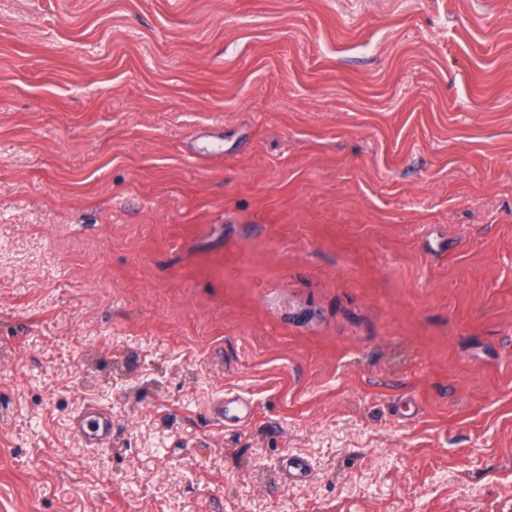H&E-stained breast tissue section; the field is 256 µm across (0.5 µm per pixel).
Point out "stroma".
<instances>
[{
    "instance_id": "35a3bbf8",
    "label": "stroma",
    "mask_w": 512,
    "mask_h": 512,
    "mask_svg": "<svg viewBox=\"0 0 512 512\" xmlns=\"http://www.w3.org/2000/svg\"><path fill=\"white\" fill-rule=\"evenodd\" d=\"M0 512H512V0H0ZM228 399L226 396L225 398L224 396H219L215 399V406L218 408V412H215L216 418L223 419L236 412L237 417L243 419L251 414L250 406L246 401L240 398ZM70 425L86 444L103 447L112 438V411L89 403L72 416Z\"/></svg>"
}]
</instances>
